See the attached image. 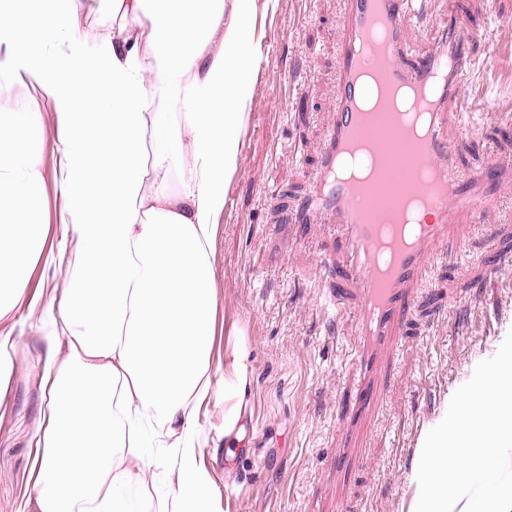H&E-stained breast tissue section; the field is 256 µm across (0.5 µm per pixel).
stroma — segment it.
Masks as SVG:
<instances>
[{
    "mask_svg": "<svg viewBox=\"0 0 512 512\" xmlns=\"http://www.w3.org/2000/svg\"><path fill=\"white\" fill-rule=\"evenodd\" d=\"M462 26L473 36L479 65L471 130L449 105L448 142L459 170L481 172L488 155L512 164V0H457ZM345 0H254L257 50L215 251L218 319L244 334L251 393L234 457L224 444V404L202 423L214 448L204 464L213 479L217 512H408L414 454L424 427L442 418L454 392L512 331V187L503 188L487 224L458 216L461 259H439L417 288L396 356L386 367L378 410L354 438L363 459L349 479L325 467L344 441L339 409L357 373L355 291L332 305L339 244L325 225L298 237L283 217L310 190L325 146L335 90L336 54L344 38ZM44 115V173L51 221L65 204L54 114ZM67 281L55 264L34 273L29 295L0 321L12 332L17 373L0 396V512H22L41 423V373L47 330L43 314Z\"/></svg>",
    "mask_w": 512,
    "mask_h": 512,
    "instance_id": "obj_1",
    "label": "stroma"
}]
</instances>
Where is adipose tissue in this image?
I'll return each instance as SVG.
<instances>
[{
    "label": "adipose tissue",
    "instance_id": "obj_1",
    "mask_svg": "<svg viewBox=\"0 0 512 512\" xmlns=\"http://www.w3.org/2000/svg\"><path fill=\"white\" fill-rule=\"evenodd\" d=\"M252 0H0V78L50 99L66 192L50 226L43 114L0 113V319L21 304L49 236L67 286L46 310L47 401L23 512H215L202 418L224 402L240 439L248 350L216 375V219L252 85ZM163 83L178 111L156 110ZM76 241V252L67 244ZM86 3L82 20L86 26L97 28L101 25L112 24V17L109 13L107 2L104 0H84Z\"/></svg>",
    "mask_w": 512,
    "mask_h": 512
}]
</instances>
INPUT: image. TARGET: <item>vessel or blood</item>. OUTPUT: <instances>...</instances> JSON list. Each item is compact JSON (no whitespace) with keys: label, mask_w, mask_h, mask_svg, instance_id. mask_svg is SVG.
<instances>
[{"label":"vessel or blood","mask_w":512,"mask_h":512,"mask_svg":"<svg viewBox=\"0 0 512 512\" xmlns=\"http://www.w3.org/2000/svg\"><path fill=\"white\" fill-rule=\"evenodd\" d=\"M457 10L432 18L428 0H346L345 39L336 59L333 117L327 146L315 175L312 192L290 221L294 224L334 225L341 247L336 265L358 295L356 325L359 342L354 360L359 374L339 422L346 433L356 431L378 407L385 391L382 368L394 357L399 332L414 304L432 256L458 254L463 244L452 219L466 215L471 223H486L495 204L488 176H501L497 163L487 174L462 177L452 161L446 126L448 106L465 104L474 71L468 38L457 25ZM436 22L441 37L433 53L415 52L406 36L410 23ZM384 32V53L366 51L363 43L374 24ZM373 71L388 88L429 90L427 135L423 143L406 136L389 109L366 115L360 109L363 71ZM368 141L377 153L378 179L354 185L337 175L341 158L359 141ZM428 198L425 216L418 222L415 240H398L388 268L374 258L375 242L387 217H395L410 193ZM360 463L354 448L336 449L330 469L348 474Z\"/></svg>","instance_id":"1"}]
</instances>
